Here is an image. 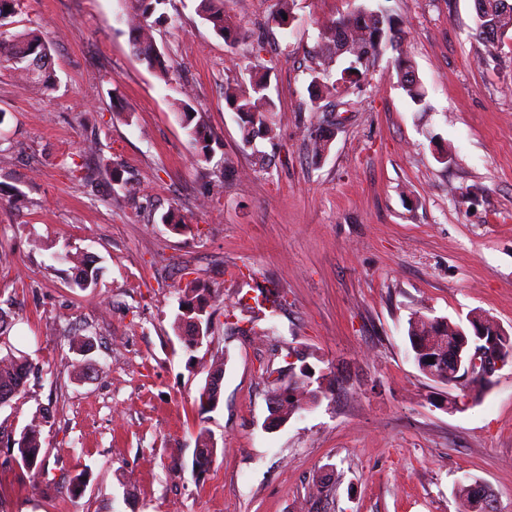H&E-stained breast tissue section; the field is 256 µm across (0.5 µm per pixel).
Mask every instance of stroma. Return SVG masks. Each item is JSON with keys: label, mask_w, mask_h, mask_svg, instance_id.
I'll list each match as a JSON object with an SVG mask.
<instances>
[{"label": "stroma", "mask_w": 512, "mask_h": 512, "mask_svg": "<svg viewBox=\"0 0 512 512\" xmlns=\"http://www.w3.org/2000/svg\"><path fill=\"white\" fill-rule=\"evenodd\" d=\"M379 2L403 22L423 104L389 50L339 118L311 111L325 26ZM195 6L172 0L153 32L178 72L168 85L133 53L125 0H20L0 22L41 30L58 78L46 90L0 69V356L35 365L0 406V512H459L466 477L512 512V365L451 413L407 338L411 316L473 310L512 331V32L492 58L474 0H295L285 31L277 0H224L248 34L230 47ZM252 69L271 76L275 136L247 146L224 88ZM186 95L206 162L172 112ZM327 122L317 159L307 130ZM171 210L183 228L162 223ZM76 253L94 288L71 287ZM257 286L278 307L240 302ZM190 287L217 297L196 348L174 328ZM300 356L326 394L268 427ZM216 359L220 402L202 414ZM45 408L36 476L7 440ZM202 427L224 453L196 473ZM79 474L70 495L62 479Z\"/></svg>", "instance_id": "stroma-1"}]
</instances>
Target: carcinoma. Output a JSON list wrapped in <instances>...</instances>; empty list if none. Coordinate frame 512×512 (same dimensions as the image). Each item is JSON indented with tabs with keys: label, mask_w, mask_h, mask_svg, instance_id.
<instances>
[{
	"label": "carcinoma",
	"mask_w": 512,
	"mask_h": 512,
	"mask_svg": "<svg viewBox=\"0 0 512 512\" xmlns=\"http://www.w3.org/2000/svg\"><path fill=\"white\" fill-rule=\"evenodd\" d=\"M170 0H126V10L122 17L129 29L130 44L135 55L146 61L166 82L173 80V69L167 55L153 40L154 27L168 19L165 11ZM476 28L474 37L483 45L487 54L493 56L501 44V37L512 29V3L508 0H475ZM198 16L207 22L213 32L232 46L244 39L241 29L234 26L224 14V0H198ZM402 30L398 20L381 10L360 7L351 16L340 18L325 29L318 54L323 62L335 63L343 58L348 65L341 71L340 78L333 82L316 76L312 80L311 105L316 107L327 98H336L351 86L360 82L371 66L389 49L397 52L395 67L401 88L416 104L422 103L425 90L415 75L412 62L400 52ZM0 67L12 71L23 81L51 85L53 81L52 45L38 34H12L0 29ZM270 81L264 73L250 76L249 83L238 88L228 87L224 91V101L229 110L239 118V126L244 144H251L258 135L274 137L270 117L276 103L269 93ZM177 122L185 131L189 144L195 151L197 160H206L212 150L207 143L209 134L203 120L191 103V99L179 100L174 105ZM313 155L322 157L330 149L331 138L326 131L317 128L309 133ZM99 271L92 266H84L77 271L74 286L84 291L94 287ZM176 317L177 328L184 329L188 345L197 344L192 328L199 329V335H210L209 298L196 288L187 289L185 299ZM463 326L447 318H430L416 315L408 320L407 337L411 354L416 364H422L429 357H436L451 371L463 377L467 372L466 361L460 355L455 337L465 334L468 341L483 343L494 338L496 344L505 349L512 358V334L488 316L473 312ZM33 370L32 362L16 359L9 355L0 357V396L15 397L21 393L28 375ZM453 387L460 391V400L478 402L487 387L476 380L458 381ZM322 387L310 388V375L293 372L288 385L281 389L280 415L283 420L306 409L317 399L316 393ZM38 423L25 428L14 440V459L23 466L40 473L45 469L46 459L41 457L40 423L49 422V412L35 416ZM217 454V443L209 431L202 429L197 435L195 468L210 465ZM455 495L465 499L471 512H487L485 497L476 487V482H460Z\"/></svg>",
	"instance_id": "carcinoma-1"
}]
</instances>
